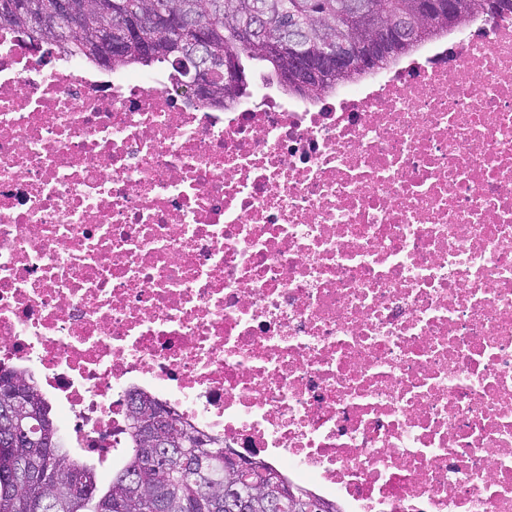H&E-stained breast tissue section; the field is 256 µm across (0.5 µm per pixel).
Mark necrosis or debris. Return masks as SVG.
Masks as SVG:
<instances>
[{"mask_svg": "<svg viewBox=\"0 0 512 512\" xmlns=\"http://www.w3.org/2000/svg\"><path fill=\"white\" fill-rule=\"evenodd\" d=\"M0 368L103 468L141 395L341 512H512V16L223 109L0 36Z\"/></svg>", "mask_w": 512, "mask_h": 512, "instance_id": "4bbe7bcc", "label": "necrosis or debris"}]
</instances>
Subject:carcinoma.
Returning <instances> with one entry per match:
<instances>
[{
    "label": "carcinoma",
    "mask_w": 512,
    "mask_h": 512,
    "mask_svg": "<svg viewBox=\"0 0 512 512\" xmlns=\"http://www.w3.org/2000/svg\"><path fill=\"white\" fill-rule=\"evenodd\" d=\"M59 0H0V9L13 5V21L9 30L30 43L27 21L32 13L51 14ZM77 5L71 38L60 40L55 31L46 28L37 37L46 48L66 55L83 56L96 63L94 41L101 30L132 18L136 21L161 13L184 15L190 25L177 30H159L154 42V56L142 57L136 47H129L122 56L107 65L109 69L134 65L150 66L165 63L181 78L180 86L192 90L183 65L177 63L182 52L194 48L193 26L204 28L213 60L224 54L236 57L237 79L227 84L216 80V94L225 108L243 98L248 80L244 61L261 60L271 66L270 79L278 80L294 65L291 56L273 50V44L292 33L304 39L312 59H319V50L327 40L352 37L372 45L380 32L397 19H405L426 37L448 32V14H429L423 0H73ZM457 18L472 21L471 15L479 0H454ZM244 25L257 28L253 41L244 43L239 31ZM30 401L32 441L44 449L45 464L56 477L51 485L16 480L15 464L23 447L10 449L9 429L0 420V512H266L265 482L281 481L280 475L258 460L244 475L224 470V443L192 432L164 407L134 400L128 427V448L125 462L112 473L105 486L94 482L89 494L72 491L69 476L81 474L97 478L96 469L83 459L70 455L58 437V428L51 417L52 406L33 380L21 381ZM163 411L169 422L162 426L169 447L180 450L181 462L152 474L148 485L138 488L128 478L143 468L148 444L135 423L139 415ZM292 496L286 512H305L300 503L311 495L300 487L288 486Z\"/></svg>",
    "instance_id": "obj_1"
}]
</instances>
